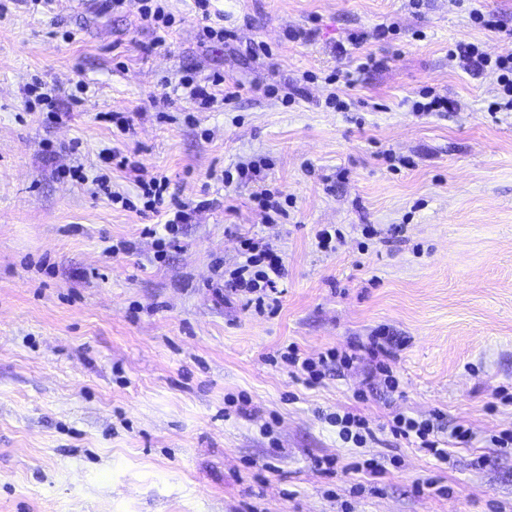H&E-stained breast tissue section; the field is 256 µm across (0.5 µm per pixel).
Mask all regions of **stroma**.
I'll return each instance as SVG.
<instances>
[{"instance_id":"stroma-1","label":"stroma","mask_w":512,"mask_h":512,"mask_svg":"<svg viewBox=\"0 0 512 512\" xmlns=\"http://www.w3.org/2000/svg\"><path fill=\"white\" fill-rule=\"evenodd\" d=\"M1 4L0 512H512V446L492 443L512 430V110L488 111L492 78L448 57L461 39L512 54V0H476L494 30L456 0H215L234 37L206 45L192 0H169L181 22L160 48L139 0ZM385 21L393 39L338 57ZM260 41L271 56L246 53ZM365 53L384 67L360 70ZM186 70L236 99L155 107ZM35 78L53 109L29 104ZM425 87L455 109L411 112ZM333 92L349 111L326 107ZM112 147L210 202L164 261L155 218L69 173L95 176ZM247 163L257 176L222 184ZM263 189L288 196L287 218L267 221ZM247 233L284 259L276 310L217 277ZM386 337L393 390L370 353ZM288 344L357 357L310 387L277 364ZM344 411L372 429L363 447L327 422ZM400 412L471 438L438 463L392 435Z\"/></svg>"}]
</instances>
